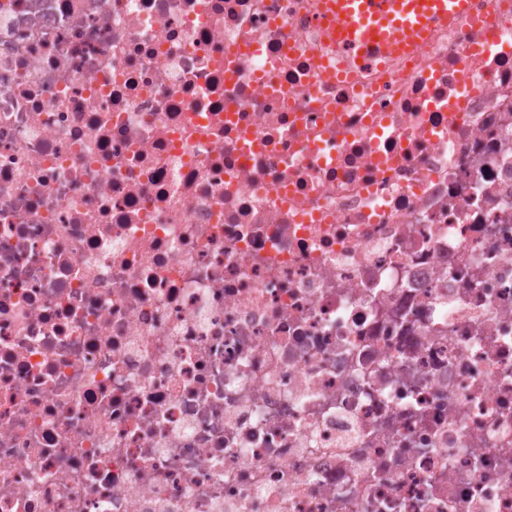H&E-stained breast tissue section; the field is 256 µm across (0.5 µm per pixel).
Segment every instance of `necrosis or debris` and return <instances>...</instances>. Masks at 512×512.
I'll use <instances>...</instances> for the list:
<instances>
[{
    "label": "necrosis or debris",
    "instance_id": "necrosis-or-debris-1",
    "mask_svg": "<svg viewBox=\"0 0 512 512\" xmlns=\"http://www.w3.org/2000/svg\"><path fill=\"white\" fill-rule=\"evenodd\" d=\"M315 2L0 0V512H512V0ZM317 9L325 35L354 64L368 65L419 51L432 28L463 18L467 0H319Z\"/></svg>",
    "mask_w": 512,
    "mask_h": 512
}]
</instances>
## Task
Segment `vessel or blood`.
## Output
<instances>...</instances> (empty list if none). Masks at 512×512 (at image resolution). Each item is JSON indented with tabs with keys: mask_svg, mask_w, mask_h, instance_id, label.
<instances>
[{
	"mask_svg": "<svg viewBox=\"0 0 512 512\" xmlns=\"http://www.w3.org/2000/svg\"><path fill=\"white\" fill-rule=\"evenodd\" d=\"M326 36L354 64L419 51L436 25L463 18L467 0H318Z\"/></svg>",
	"mask_w": 512,
	"mask_h": 512,
	"instance_id": "1",
	"label": "vessel or blood"
}]
</instances>
